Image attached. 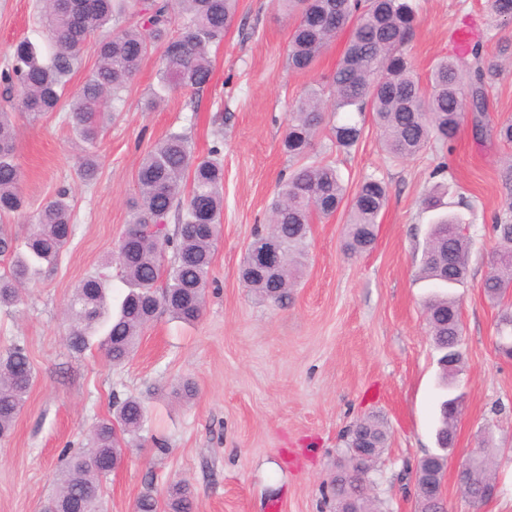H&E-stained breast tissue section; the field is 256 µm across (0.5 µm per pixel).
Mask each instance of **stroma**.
Listing matches in <instances>:
<instances>
[{
    "instance_id": "obj_1",
    "label": "stroma",
    "mask_w": 512,
    "mask_h": 512,
    "mask_svg": "<svg viewBox=\"0 0 512 512\" xmlns=\"http://www.w3.org/2000/svg\"><path fill=\"white\" fill-rule=\"evenodd\" d=\"M294 23L278 0H239L223 43L211 50L209 84L174 91L150 110L162 52L154 47L98 137L100 166L91 182L81 175L84 144L65 109L35 121L15 113V157L28 206L8 218V232L26 236L36 209L63 189L75 232L58 265L14 305L0 307V351L24 345L35 373L11 434L0 439V512H40L62 453L83 450L116 395L139 398L147 417L105 486L107 512H133L144 492L162 499L180 481L195 512H334L325 491L343 438L371 415L388 436L371 474L374 508L418 512L412 471L437 450L445 395L425 320L433 287L420 274L436 217L423 200L440 181L472 240L466 282L455 290L465 363L457 383L465 404L443 492L448 512H512V360L496 349L501 308L482 291L497 242L492 224L506 194L503 161L512 156V144L496 136L501 123L512 121V66L489 89L485 118L478 123L466 113L452 146L435 144L396 161L373 124L347 152L321 131L312 160L335 164L351 189L368 176L384 180L389 199L373 248L360 255L342 248L347 207L314 218L298 283L273 302L246 288L239 269L256 229L268 222L280 178L296 166L281 148L288 114L307 88L332 74L347 41H332L310 70H289ZM462 24L484 38L490 58L512 42V25H502L488 0H419L408 53L420 77L437 58L454 55ZM25 38L46 41L37 0H0V70ZM172 131L185 133L200 157L219 146L224 160V212L202 315L184 324L158 313L120 366L95 350L72 352L65 342L68 300L117 251L138 163ZM187 381L188 398L181 393ZM485 439L496 449L499 487L492 501L476 506L459 490L456 472Z\"/></svg>"
}]
</instances>
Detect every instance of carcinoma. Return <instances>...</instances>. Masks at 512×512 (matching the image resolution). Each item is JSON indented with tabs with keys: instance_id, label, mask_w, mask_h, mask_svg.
<instances>
[{
	"instance_id": "1",
	"label": "carcinoma",
	"mask_w": 512,
	"mask_h": 512,
	"mask_svg": "<svg viewBox=\"0 0 512 512\" xmlns=\"http://www.w3.org/2000/svg\"><path fill=\"white\" fill-rule=\"evenodd\" d=\"M128 0H42L39 21L50 40L51 52L43 58L40 47L29 40L17 43L12 62L0 72L4 101L0 107V305L19 298L32 272L55 264L72 233V208L65 191L45 202L23 246L14 244L3 218L22 207V173L15 161L12 113L37 118L66 104L69 124L90 147L82 164L84 179L98 172L93 151L106 121L112 120L121 93L139 71L157 43L163 51L158 70L159 92L149 103L154 108L174 89L200 90L211 79L209 50L224 41L235 16L237 0H140V21L118 31L111 22L124 13ZM297 15L288 45V68L308 70L322 49L340 33L349 32L341 60L330 77L318 82L288 113L283 148L298 165L279 184L271 206V227L258 232L250 249L258 251L274 242L283 255L277 273L258 272L245 257L242 278L247 287L273 300H281L294 284L305 255L310 221L315 214L329 217L347 195L335 166L307 163L315 138L325 122L334 118L330 131L336 146L350 149L363 135L366 115L379 132L387 154L405 160L433 143L449 145L461 125L466 107L487 110L486 88L502 72L499 62L486 57L482 40H474L469 62L443 58L422 84L406 51L417 21L413 0H281ZM95 41L97 65L83 84L66 94L67 78L80 61L87 43ZM215 146L206 157L194 156L186 135L169 133L142 158L137 171V196L132 219L123 238L126 252L117 256L127 291L112 307L111 276L100 272L82 280L70 298V321L65 341L82 353L94 348L114 366L124 364L134 352L139 336L163 311L192 323L203 311L213 246L224 207V165ZM507 194L505 218L493 225L497 250L493 268L482 288L489 301L500 303L512 289V158L503 171ZM387 184L365 178L349 205L345 249L356 254L376 240L378 218L388 201ZM175 213L173 234L166 228L154 232L149 225ZM172 260L163 263L164 247ZM471 240L450 214L430 226L421 258V270L442 292L425 306L435 349L441 353L442 383L451 389L448 374L464 365L462 326L458 301L451 289L464 283ZM164 285H158L160 277ZM497 342L500 354L512 351V314L499 316ZM34 371L24 346L13 344L0 353V439L8 436L24 407ZM113 416L98 420L91 431L90 447L67 458L57 474L56 487L44 512H103L102 496L109 477L123 459L120 434L142 430L146 411L133 397L113 394ZM438 436L455 435L456 416L448 413V400L440 404ZM387 435L374 417L357 422L346 434L345 448L368 444L382 452ZM460 489L472 503L483 504L481 483L495 477L494 449L484 448L462 461ZM168 512H193L190 491L174 485L168 492Z\"/></svg>"
}]
</instances>
